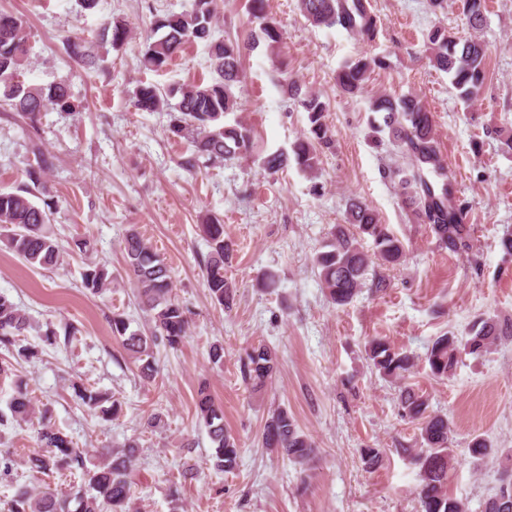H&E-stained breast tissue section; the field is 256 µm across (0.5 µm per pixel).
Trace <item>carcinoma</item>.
Returning <instances> with one entry per match:
<instances>
[{
	"mask_svg": "<svg viewBox=\"0 0 512 512\" xmlns=\"http://www.w3.org/2000/svg\"><path fill=\"white\" fill-rule=\"evenodd\" d=\"M463 14L473 29L484 22L485 0H463ZM299 10L314 26H338L348 34L361 39L372 38L376 20L364 7L363 0H299ZM248 11L259 22V31L253 43L264 42L275 51L282 41L280 27L264 13V0H250ZM215 18L214 0H193L191 10L175 14L154 15L151 34L139 50L142 68L150 72L164 70L179 55L185 45L203 42L208 47L212 80L163 92L151 82L139 83L133 92L134 107L143 112H167L168 132L190 142L191 154L182 159L180 166L192 172L201 163H221L247 153L253 146L252 128L236 122L231 126L224 117L237 108L235 88L241 82L242 57L247 46L230 39H213ZM104 32L111 33L110 44L120 48L129 39L124 20L110 18ZM429 61L432 66L451 76L458 96L465 102H474L483 89L486 70V46L477 38L461 39L440 27L428 36ZM66 52L78 65L96 64L93 46L85 40H67ZM31 46L22 22L13 14L0 12V106H7L31 128L35 127L42 112L48 107L73 111L69 86L57 83L48 87L27 85L20 80L29 63ZM381 64L377 58L361 57L345 64L336 75L341 90L349 95L360 92L373 65ZM180 94L177 104L169 97ZM288 95L299 101L307 112L308 135L292 148V154L274 152L263 160L265 170L276 173L290 163L302 171L313 174L318 168L323 149L329 147L331 136L325 122L326 103L320 97L302 92L295 82L288 83ZM370 111L384 113L383 122L399 148L407 168L402 179L406 189V202L416 219L430 226L440 244L455 251L469 237L470 227L461 222V210L453 200L451 182L437 147L434 119L422 101L415 95L398 99L381 96L370 104ZM48 161L44 158L25 167L28 183L14 192L0 190V240L17 256L31 266L55 267L61 263L63 248L50 228L53 199L38 205L32 199L34 192L46 190ZM347 223L356 233L338 226L326 250L314 260L318 279L333 304H348L361 288L372 257L391 265H399L405 257V246L386 225L379 223L377 215L365 204L351 203ZM209 244L205 261L206 286L211 299L220 306L229 304L232 284L224 277V262L228 258L224 240V225L209 217L202 224ZM361 237L373 240L374 255L363 250ZM127 275L136 289L142 309L154 323L145 333L131 329L130 319L112 315V335L123 348L140 362L142 376L152 379L157 374L153 360V347L159 341L171 349L179 348L190 330L187 310L173 296L169 269L155 251L151 242L136 228H130L124 237ZM83 287L97 293L108 287L112 276L98 265L81 273ZM30 327L29 318L9 297L0 293V345L8 349L17 347V356L26 361L38 356L34 345H17L18 337ZM492 321L473 324L465 336H439L427 348L426 360L430 372L444 378L457 363V351L464 347L473 355L489 350L503 336H511ZM367 353L374 367L389 379L401 380L413 367L414 358L395 350L383 338H373L367 344ZM276 370L275 353L266 345H258L247 353L243 363V376L251 390H261ZM75 397L81 405L98 410L102 419L118 416L122 403L80 382L72 383ZM402 408L411 418L422 419L421 447L406 448L419 468V484L415 495L419 512H466V505L447 491L448 470L453 466V450L449 448L450 426L448 418L426 414V400L410 388L400 393ZM110 406H104V403ZM12 421L27 422L36 413L30 397L28 383L17 378L13 394L7 404ZM200 422L207 429L214 453L216 469L231 472L238 466L239 448L235 438L224 428V411L215 404L211 395L202 388L196 399ZM41 452L28 460L32 472L81 471L83 484L66 494L50 491L24 490L11 501L10 512H133L130 501L129 475L135 456L130 451L116 452L108 448L100 452L101 461L87 466L83 449L73 439L50 422L42 423L38 433ZM265 444L270 448H283L296 465L304 466L315 452L309 437L299 428L285 408L275 410L264 430ZM481 512H512V492L504 499L490 497Z\"/></svg>",
	"mask_w": 512,
	"mask_h": 512,
	"instance_id": "1",
	"label": "carcinoma"
}]
</instances>
